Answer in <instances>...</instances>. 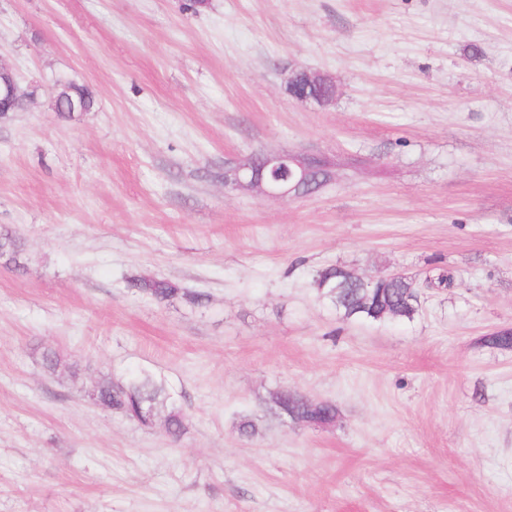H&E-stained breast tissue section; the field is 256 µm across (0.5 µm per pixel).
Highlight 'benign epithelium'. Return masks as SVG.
Masks as SVG:
<instances>
[{"instance_id": "1", "label": "benign epithelium", "mask_w": 512, "mask_h": 512, "mask_svg": "<svg viewBox=\"0 0 512 512\" xmlns=\"http://www.w3.org/2000/svg\"><path fill=\"white\" fill-rule=\"evenodd\" d=\"M7 78L0 82V112L7 111L4 102L10 99L30 98L33 93L25 90L18 82L15 73L0 64V75ZM300 87L294 95L301 99H310L306 88L321 84H332L330 78L321 73L301 71L296 74ZM313 155L288 150L272 151L252 156L247 161L224 171V182L238 187L258 190L267 198L286 199L311 192L314 174L309 166Z\"/></svg>"}]
</instances>
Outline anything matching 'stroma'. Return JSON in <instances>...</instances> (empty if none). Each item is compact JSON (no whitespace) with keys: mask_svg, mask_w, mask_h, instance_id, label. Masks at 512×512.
<instances>
[{"mask_svg":"<svg viewBox=\"0 0 512 512\" xmlns=\"http://www.w3.org/2000/svg\"><path fill=\"white\" fill-rule=\"evenodd\" d=\"M0 0V512H512V0ZM328 75L325 106L297 71ZM92 112L62 118L57 82ZM337 165L270 199L225 183L261 151ZM342 265L423 279L410 322L343 320ZM156 276L204 292L159 305ZM55 350L77 376H51ZM145 371L179 442L87 404ZM285 387L336 406L289 427ZM252 417L259 430L238 426ZM1 74H6L7 78L3 83L0 82V112H10L5 108L3 101L22 97L32 98L33 92H28L21 86L11 69L0 64V76ZM21 248L22 242L19 236L9 230L0 231V259H4L6 265L13 264L14 267L20 268L17 256ZM130 286L143 297L157 304H172L175 301L190 307H203L209 301L208 295L187 288L162 278L137 276L130 280Z\"/></svg>","mask_w":512,"mask_h":512,"instance_id":"1","label":"stroma"}]
</instances>
